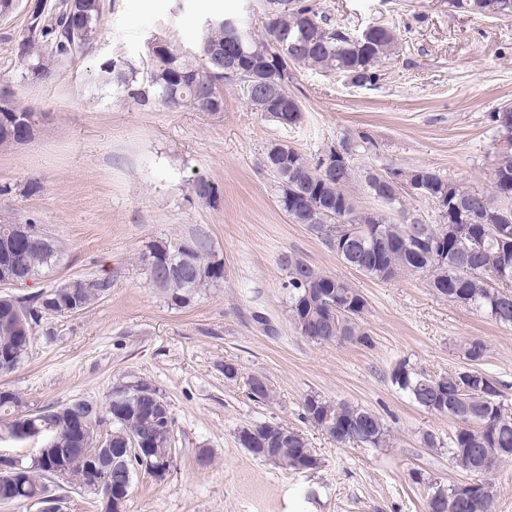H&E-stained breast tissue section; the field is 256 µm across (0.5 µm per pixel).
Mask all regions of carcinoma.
<instances>
[{"mask_svg":"<svg viewBox=\"0 0 512 512\" xmlns=\"http://www.w3.org/2000/svg\"><path fill=\"white\" fill-rule=\"evenodd\" d=\"M460 12L491 16H511L512 0H448ZM88 26L100 34L103 24V0H90ZM228 17L209 29L199 40L198 52L189 57L168 43L148 51L143 68L121 59L104 63L102 83L140 106L161 104L171 108L191 105L200 112L209 111L212 100H223L220 86L224 76V23ZM241 28L247 55L240 75L235 77L251 106L250 94L254 75L283 86L293 79L292 67L310 65L326 72H337L355 86L374 85L380 79L378 65L394 46V31L383 24H373L364 35H355L345 27L329 23L322 15L319 0H266L264 34L255 37L238 17L232 19ZM292 29L304 34V42L296 47L278 49L272 45L275 33ZM83 28L73 22L68 0L39 6L32 13L27 33L17 43L16 53L22 61L21 78L30 83L53 81L60 64L94 46ZM263 70L253 73L256 62ZM32 113L0 110V147H9L29 130L22 116ZM491 170L493 193L470 191L429 167L390 170L388 174L410 184L428 185L425 196L444 201L446 214L439 223L420 222L421 239L411 235L407 221L393 223L380 213L368 211L351 191L358 183L376 200L391 206L402 197L375 196L370 184L371 168L355 166L340 171L323 168L322 156H309L290 146L275 153L274 144L265 150L264 162L275 183L286 174L288 192L277 191L278 202L294 224L308 225L327 244L332 245L344 228L354 230L357 242L341 255L346 264L363 275L378 280L400 272L424 277L426 285L442 298L463 293L468 305L491 321L512 326V294L504 295L485 283L486 273L507 262L512 264V129L500 135ZM195 197L211 202L217 196L215 184L200 176L192 183ZM27 223L35 230L32 239L7 235L13 221L0 220V244L9 248L10 271L17 277L35 279L58 257V245L40 228L36 218ZM183 268V280L165 283L155 273L149 281L162 290L170 304L188 306L201 293L224 281V263L202 241L154 244L142 256V263L162 265L169 260ZM111 288L107 278L88 279L85 288H71L63 283L45 290V299H23L20 311L8 301H0V375L12 371L28 354L33 326L53 315H62L71 307L83 309L94 304ZM289 313L296 332L308 340L322 342H356L366 344L369 335L361 321L365 298L347 281L326 275L300 258L288 257ZM458 349L474 364L481 362L485 344L478 339L462 340ZM393 382L426 411L445 416L457 424L448 442L452 465L464 453L480 456L488 453L486 473L500 462L512 459V418L502 412L497 382L484 372L475 376L467 393H460L458 373L430 376L397 369ZM19 395L0 390V433L11 432L22 420L16 417L14 403ZM55 406L47 405L30 415L33 425L48 431L51 425L64 430ZM306 419L319 426L322 416L335 419V428L326 430L340 444L353 443L380 448L390 434L383 420L372 411L343 401H332L315 395L304 399ZM98 414L112 420V430L132 435L139 455L147 464L162 468L173 454L174 419L158 390L143 380L112 388ZM240 445L253 456L266 461L274 452L282 453L303 469H314L318 459L307 438L299 431L289 433L288 440L275 437L272 424L262 423L239 431ZM45 466L35 465L17 472L12 484L4 488L6 498L21 503L32 496L44 478ZM452 509L427 502V512H494L495 493L492 483L485 481L476 490L464 491L457 484L448 486Z\"/></svg>","mask_w":512,"mask_h":512,"instance_id":"obj_1","label":"carcinoma"}]
</instances>
